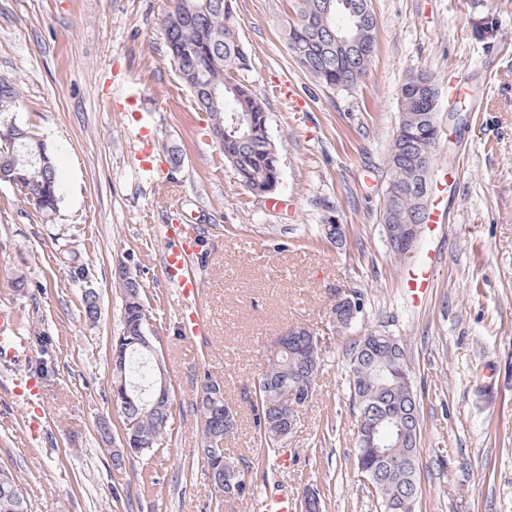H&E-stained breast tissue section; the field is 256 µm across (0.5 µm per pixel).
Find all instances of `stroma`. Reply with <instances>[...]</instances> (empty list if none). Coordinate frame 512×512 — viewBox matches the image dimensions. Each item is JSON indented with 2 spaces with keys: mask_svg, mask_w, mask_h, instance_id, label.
Segmentation results:
<instances>
[{
  "mask_svg": "<svg viewBox=\"0 0 512 512\" xmlns=\"http://www.w3.org/2000/svg\"><path fill=\"white\" fill-rule=\"evenodd\" d=\"M293 2L236 3L247 78L280 153L270 200L241 186L177 76L163 28L171 0H0V78L18 93L12 116L50 144L62 194L47 218L0 184V308L16 314L27 339L20 361L0 364V466L27 490L29 512H217L197 460L194 403L208 377L223 381L237 412L225 456L260 461L247 473L256 492L271 488L296 504L310 490L325 512H376L353 463L346 356L374 332L397 337L413 368L422 416L415 512H512V0H371L373 58L348 90L298 69L284 38ZM480 19L492 23L491 37L475 35ZM418 72L439 92L432 196L448 222L422 227L400 257L382 213L400 88ZM285 77L303 106L274 94ZM142 125L158 141L156 185L131 169L130 135ZM181 222L197 237L199 308L211 319L210 337L195 343L184 341L180 304L160 273L156 228ZM330 222L344 225L343 244L322 237ZM430 252L433 283L416 305L403 272ZM121 266L144 290L173 424L157 451L127 457L117 471L110 448L122 420L109 381ZM21 275L22 290L13 286ZM89 288L99 296L94 323L83 314ZM350 292L363 313L334 329L330 308ZM292 324L323 337L324 366L284 467L260 446L253 385ZM35 327L48 343L32 338ZM42 361L54 375L35 377ZM103 419L111 437L97 430Z\"/></svg>",
  "mask_w": 512,
  "mask_h": 512,
  "instance_id": "35a3bbf8",
  "label": "stroma"
}]
</instances>
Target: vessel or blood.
Here are the masks:
<instances>
[{"mask_svg": "<svg viewBox=\"0 0 512 512\" xmlns=\"http://www.w3.org/2000/svg\"><path fill=\"white\" fill-rule=\"evenodd\" d=\"M133 146V172L137 180L153 182L159 175V168L155 162L153 147L148 141L147 130L141 128L136 131ZM158 234L164 244L161 256L162 280L166 287L174 289L182 306L184 334L191 341L206 339L209 335V323L197 308L201 283L191 261L196 251V236L184 224L160 225ZM432 265V260L424 259L408 269L404 286L412 301H419L425 295ZM21 342L15 317L0 310V361H17Z\"/></svg>", "mask_w": 512, "mask_h": 512, "instance_id": "b4317fda", "label": "vessel or blood"}]
</instances>
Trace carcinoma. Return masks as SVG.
<instances>
[{
  "label": "carcinoma",
  "instance_id": "1",
  "mask_svg": "<svg viewBox=\"0 0 512 512\" xmlns=\"http://www.w3.org/2000/svg\"><path fill=\"white\" fill-rule=\"evenodd\" d=\"M296 19L288 22L285 40L300 71L323 86L352 89L362 80L372 53L361 46L328 49L318 39V29L327 22L336 33H361L364 42L375 47L376 20L370 0H296ZM167 48L183 85L191 92L199 110L207 113L209 129L229 164L252 194L272 197L280 179V156L269 133L264 103L249 85L246 74L251 59L239 40L234 0H173L164 18ZM13 83L0 78V112L15 106ZM233 112L249 116L248 137L227 135ZM435 89L431 78L420 73L405 81L399 94V123L393 139L388 167L392 197L384 210L386 224H405L420 208L415 184L423 171L424 157L434 160ZM0 174L37 213L49 217L61 201L55 161L48 145L31 128L0 119ZM123 291L122 329L112 339V352L125 356L128 383L137 370L157 364L148 354L129 345L132 333L149 329V310L139 281L128 272H119ZM85 318H98L99 304L93 291L85 292ZM357 343L348 349L350 401L360 420L383 421L390 432L389 457L382 459L361 440H356L354 464L359 475L374 486L380 512H415L420 485L417 478L420 451V403L414 388L391 387L401 362L402 344L397 352L379 349L371 355H356ZM322 348L314 350L295 341L270 354L265 370L259 374L255 399V423L261 443L268 451L280 452L276 416L280 390L301 380L316 385L322 370ZM224 384L216 398L195 403L204 415L200 452L219 455L224 449L216 442L227 437L224 430ZM123 430L139 435L143 446L138 453L162 445L172 425L171 394L150 386L135 399V406L121 410ZM217 493L228 491L224 466L204 465ZM0 512H28L27 493L13 473L0 468Z\"/></svg>",
  "mask_w": 512,
  "mask_h": 512
}]
</instances>
